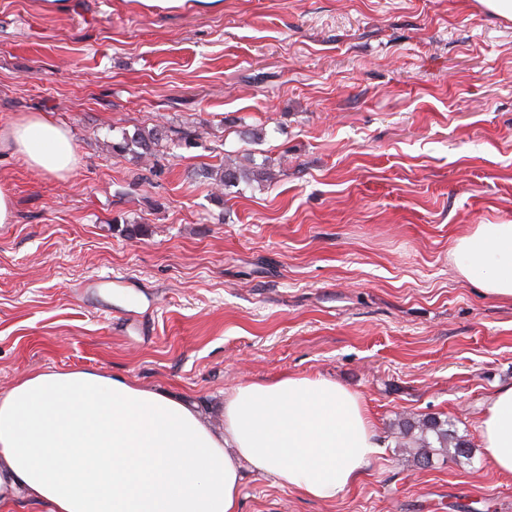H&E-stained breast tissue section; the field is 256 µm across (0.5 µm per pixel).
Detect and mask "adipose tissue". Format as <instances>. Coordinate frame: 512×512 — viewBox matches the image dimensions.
Listing matches in <instances>:
<instances>
[{"label": "adipose tissue", "instance_id": "obj_1", "mask_svg": "<svg viewBox=\"0 0 512 512\" xmlns=\"http://www.w3.org/2000/svg\"><path fill=\"white\" fill-rule=\"evenodd\" d=\"M65 176L68 132L48 115L0 136V154ZM451 255L484 295L512 299V224H481ZM478 443L512 475V384L485 403ZM382 448L361 397L323 377L237 387L213 425L187 402L96 371L36 372L0 395V512H238L244 468L316 500L358 481Z\"/></svg>", "mask_w": 512, "mask_h": 512}]
</instances>
